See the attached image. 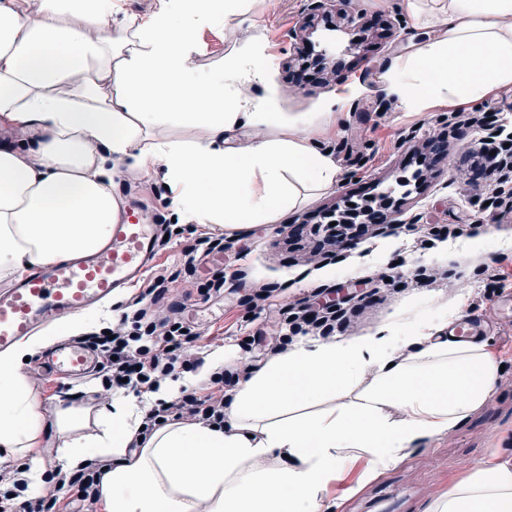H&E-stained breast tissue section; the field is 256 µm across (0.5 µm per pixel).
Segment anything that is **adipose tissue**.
Wrapping results in <instances>:
<instances>
[{"instance_id":"obj_1","label":"adipose tissue","mask_w":512,"mask_h":512,"mask_svg":"<svg viewBox=\"0 0 512 512\" xmlns=\"http://www.w3.org/2000/svg\"><path fill=\"white\" fill-rule=\"evenodd\" d=\"M248 2L159 0L147 19L116 26L112 0H0V120L39 136L32 156L0 146L1 276L109 241L122 208L110 156L164 166L177 209L230 235L276 223L301 190L340 182L317 143L348 92L285 122L259 101L241 111L242 86L267 73L257 33L224 68H199V26L220 21L236 37ZM434 24L437 39L385 79L400 107L477 102L512 84V0H444ZM240 125L252 131L243 147L227 138ZM171 126L204 136H164ZM453 318L427 305L363 336L301 343L251 371L220 428L177 421L144 435L141 407L121 397L94 417L57 408L56 458L65 468L112 460L104 512H323L322 490L358 461L368 477L392 468L491 396L500 362L488 339L447 335ZM49 342L0 352V467H23L33 496L45 485L44 416L23 364ZM429 512H512V461L490 455Z\"/></svg>"}]
</instances>
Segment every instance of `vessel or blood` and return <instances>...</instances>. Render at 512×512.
I'll return each instance as SVG.
<instances>
[{
  "label": "vessel or blood",
  "instance_id": "vessel-or-blood-1",
  "mask_svg": "<svg viewBox=\"0 0 512 512\" xmlns=\"http://www.w3.org/2000/svg\"><path fill=\"white\" fill-rule=\"evenodd\" d=\"M159 228L127 213L112 227L102 249L70 261L44 266L0 292V351L14 347L40 327L76 315L135 283L151 265ZM50 364L72 378L96 368L85 348L61 343L52 348Z\"/></svg>",
  "mask_w": 512,
  "mask_h": 512
}]
</instances>
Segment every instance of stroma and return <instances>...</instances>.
<instances>
[{
	"instance_id": "obj_1",
	"label": "stroma",
	"mask_w": 512,
	"mask_h": 512,
	"mask_svg": "<svg viewBox=\"0 0 512 512\" xmlns=\"http://www.w3.org/2000/svg\"><path fill=\"white\" fill-rule=\"evenodd\" d=\"M308 5V0H250L245 22L262 34L270 67L265 84L245 86L242 95L264 98L271 112H321L337 87L354 86L335 126L319 141L320 150L343 168V182L277 223L255 224L230 236L222 226L196 224L178 213L162 167L146 173L123 168L114 180L115 193L124 207L140 208L162 224L166 238L134 286L113 295L111 304L89 308L91 333L105 335L121 322L130 335H145L146 324L133 318L131 302L155 272L166 270L171 282L160 304L178 307L181 323L195 337L188 365L177 366L174 378L204 397L210 380L192 367V359L232 349L236 359L223 375L224 393L233 395L245 369L265 363L266 337H281L288 350L314 338V331L292 321L291 306L301 299L320 302L339 284L365 281L376 294L349 302L346 319L331 333L337 340L409 315L421 300L484 318L490 347L504 366L492 397L464 425L406 449L397 466L368 480L354 467L324 492L331 512H427L491 453L512 459V169L490 170L471 148L486 135L487 114L512 132V85L471 104L478 122L459 136L450 108L406 110L383 92L384 77L398 59L429 43L438 0H422L417 20L406 16L400 0H357L348 19L339 15L336 0H326L304 43L292 32L307 18ZM197 42L196 61L205 71L223 68L240 47L226 38L220 23L198 30ZM366 198L377 202L364 219L366 233L353 247L328 246L326 226L338 209ZM448 224L460 228V238L430 236V227ZM480 228L492 236L494 248L473 243ZM458 240L463 249L455 248ZM486 263L497 268L496 281L486 280ZM435 269L446 275V287L420 286ZM256 282L272 290L258 313L249 302ZM24 371L45 416L79 391L93 410L109 407L111 390L101 377L57 379L30 364Z\"/></svg>"
}]
</instances>
